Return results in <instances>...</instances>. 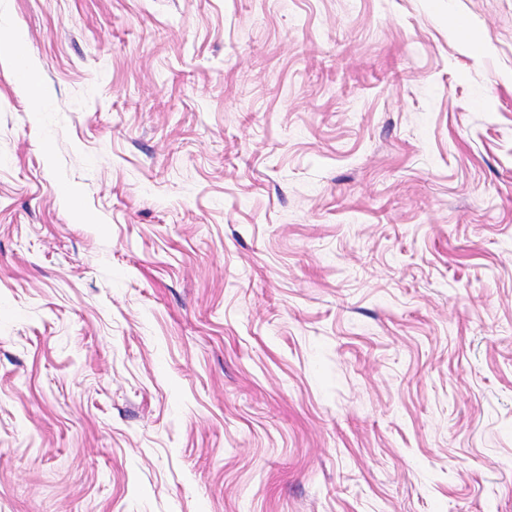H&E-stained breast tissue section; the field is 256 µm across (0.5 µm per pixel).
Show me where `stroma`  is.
I'll list each match as a JSON object with an SVG mask.
<instances>
[{"mask_svg": "<svg viewBox=\"0 0 512 512\" xmlns=\"http://www.w3.org/2000/svg\"><path fill=\"white\" fill-rule=\"evenodd\" d=\"M4 32L0 512H512V0Z\"/></svg>", "mask_w": 512, "mask_h": 512, "instance_id": "stroma-1", "label": "stroma"}]
</instances>
